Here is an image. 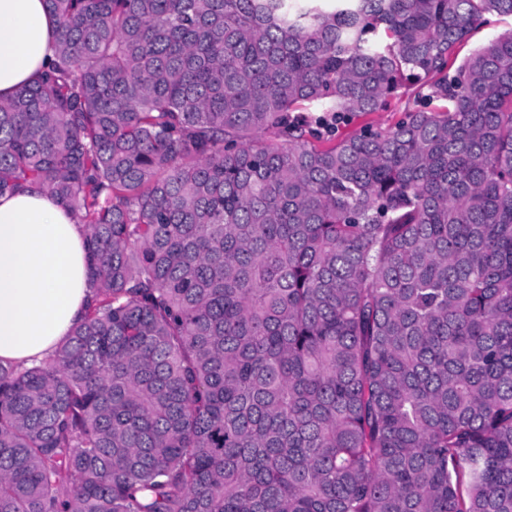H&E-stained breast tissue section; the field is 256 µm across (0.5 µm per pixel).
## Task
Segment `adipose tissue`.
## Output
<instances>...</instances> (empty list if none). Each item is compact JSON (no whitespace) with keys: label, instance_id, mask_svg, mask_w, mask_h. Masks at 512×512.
Wrapping results in <instances>:
<instances>
[{"label":"adipose tissue","instance_id":"obj_1","mask_svg":"<svg viewBox=\"0 0 512 512\" xmlns=\"http://www.w3.org/2000/svg\"><path fill=\"white\" fill-rule=\"evenodd\" d=\"M56 29L44 0H0L1 98L49 66ZM89 294L83 226L50 194L0 197V360L48 358Z\"/></svg>","mask_w":512,"mask_h":512}]
</instances>
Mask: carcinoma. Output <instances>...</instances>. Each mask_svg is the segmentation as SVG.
<instances>
[{
    "label": "carcinoma",
    "mask_w": 512,
    "mask_h": 512,
    "mask_svg": "<svg viewBox=\"0 0 512 512\" xmlns=\"http://www.w3.org/2000/svg\"><path fill=\"white\" fill-rule=\"evenodd\" d=\"M46 5L0 197L90 300L0 362V512H512V0ZM512 28V18L495 17L493 22L480 30V32L466 45L461 47L459 58L466 56L478 42L493 38L494 36ZM401 117V112L392 105L389 109L381 112H372L371 114L353 116L348 122L340 124L337 135H345L359 130L365 124L387 128L394 125Z\"/></svg>",
    "instance_id": "1"
}]
</instances>
